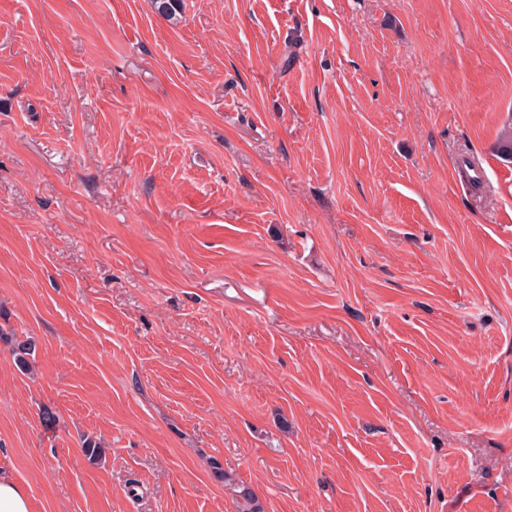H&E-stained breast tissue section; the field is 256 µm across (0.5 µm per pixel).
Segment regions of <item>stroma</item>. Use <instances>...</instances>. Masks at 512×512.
<instances>
[{
  "instance_id": "stroma-1",
  "label": "stroma",
  "mask_w": 512,
  "mask_h": 512,
  "mask_svg": "<svg viewBox=\"0 0 512 512\" xmlns=\"http://www.w3.org/2000/svg\"><path fill=\"white\" fill-rule=\"evenodd\" d=\"M510 124L512 0H0V470L512 512Z\"/></svg>"
}]
</instances>
